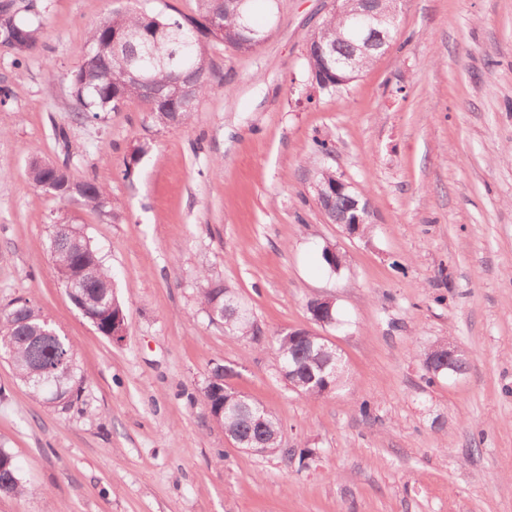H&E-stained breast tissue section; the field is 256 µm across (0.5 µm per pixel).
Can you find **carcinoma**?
Segmentation results:
<instances>
[{
	"label": "carcinoma",
	"instance_id": "carcinoma-1",
	"mask_svg": "<svg viewBox=\"0 0 512 512\" xmlns=\"http://www.w3.org/2000/svg\"><path fill=\"white\" fill-rule=\"evenodd\" d=\"M195 17L173 18L150 16L134 9L114 12L89 31L82 47L83 62L73 75L72 84L79 108L77 118H99L101 112H115L118 104L131 99L141 101L155 123L162 127L187 124L195 112L199 98L212 89V74L205 55L208 41L215 39L239 52L254 50L267 37V31L255 24L252 4L239 0H198ZM215 16L220 21L217 31L206 22ZM14 28L21 31L29 48L37 46L40 28L14 19ZM397 27L385 31L382 48L367 54L360 51V28L352 17L330 12L322 21L307 51L311 84L319 92L332 94L349 84L375 58L387 49ZM190 82L192 102L170 98V87L183 80ZM67 164L34 160L29 166V179L39 187L48 179L66 178ZM80 202L93 209L106 203V191L93 180L83 181ZM49 249L59 277L76 276L83 287L75 289L81 305L90 318L100 319L102 326L112 330L115 322L126 323L123 305L112 284V275L98 255L91 240L75 235L66 224L54 225ZM227 286L211 282L202 289L201 303L211 322L224 325V332L244 339H257V324L249 308L240 310L225 306ZM53 323L27 300H21L0 313V354L10 360L17 377L30 395L53 410L65 412L78 402L85 381L77 362L73 345L61 333L51 336L47 331ZM279 363L292 365L295 370L288 382L297 394L319 398L327 395L325 387L311 374L318 373V350L324 340L313 336L299 341L288 334L273 337ZM448 340L432 344L422 355L428 379L448 373L461 374L468 366L464 356L448 365L441 361ZM226 368L217 365L211 370L202 400L211 417L224 411L223 419L229 428H239L261 442L268 454H285L298 458L299 464L310 458L309 451L281 447V424L272 414L260 427L240 420L239 413L254 409L259 401L234 391H224ZM23 483L13 454L0 448V494L23 495Z\"/></svg>",
	"mask_w": 512,
	"mask_h": 512
}]
</instances>
